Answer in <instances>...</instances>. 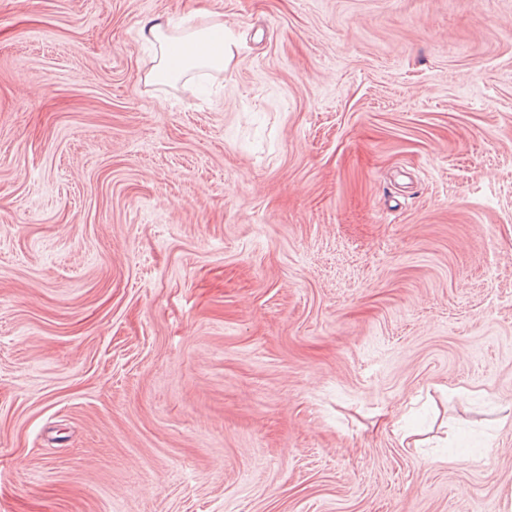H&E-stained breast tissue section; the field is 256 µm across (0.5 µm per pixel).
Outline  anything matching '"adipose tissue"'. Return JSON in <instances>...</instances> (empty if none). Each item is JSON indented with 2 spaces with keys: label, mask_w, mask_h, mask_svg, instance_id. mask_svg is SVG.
I'll return each mask as SVG.
<instances>
[{
  "label": "adipose tissue",
  "mask_w": 512,
  "mask_h": 512,
  "mask_svg": "<svg viewBox=\"0 0 512 512\" xmlns=\"http://www.w3.org/2000/svg\"><path fill=\"white\" fill-rule=\"evenodd\" d=\"M143 37L153 47L157 58L156 65L147 73L152 83L177 80L192 68L220 70L233 56L232 41L220 23L204 24L174 35L168 23L153 19L144 25Z\"/></svg>",
  "instance_id": "obj_1"
}]
</instances>
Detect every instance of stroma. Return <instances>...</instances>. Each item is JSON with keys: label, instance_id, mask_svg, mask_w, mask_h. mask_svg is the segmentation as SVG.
I'll list each match as a JSON object with an SVG mask.
<instances>
[{"label": "stroma", "instance_id": "stroma-1", "mask_svg": "<svg viewBox=\"0 0 512 512\" xmlns=\"http://www.w3.org/2000/svg\"><path fill=\"white\" fill-rule=\"evenodd\" d=\"M223 23L149 84L141 26ZM512 512V0H0V512Z\"/></svg>", "mask_w": 512, "mask_h": 512}]
</instances>
